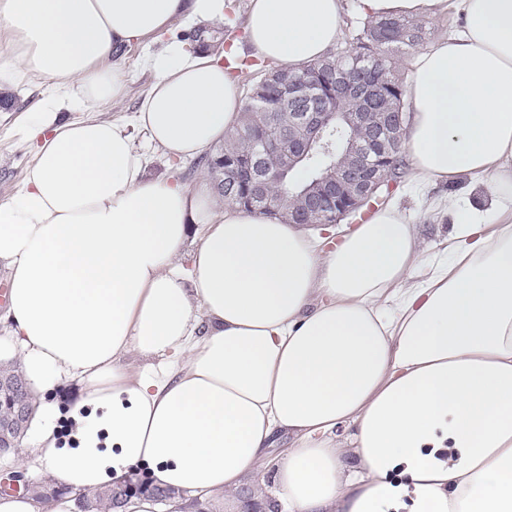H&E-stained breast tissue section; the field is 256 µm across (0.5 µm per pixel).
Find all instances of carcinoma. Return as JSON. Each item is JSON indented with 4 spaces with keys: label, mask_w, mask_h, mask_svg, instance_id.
Segmentation results:
<instances>
[{
    "label": "carcinoma",
    "mask_w": 512,
    "mask_h": 512,
    "mask_svg": "<svg viewBox=\"0 0 512 512\" xmlns=\"http://www.w3.org/2000/svg\"><path fill=\"white\" fill-rule=\"evenodd\" d=\"M432 35V28L421 19L381 18L367 19L355 35L351 48L332 53L324 59L310 63L301 69L286 66L271 68L251 88L242 107L238 126L215 153L205 156L202 166L214 183L219 198L228 204L248 207L253 202L246 199L248 188L237 183L224 181L222 158L245 154L250 142L255 138L272 134L270 113L300 112L303 105L283 103L288 80L297 82L314 92L322 87V82L330 71L339 72L351 82H367L374 74L384 75V84L379 86L372 100L374 112H396L407 110L405 101V78L400 66L403 56L423 44ZM335 116L331 118L325 131L323 144L308 151L296 167L288 166L286 157L270 155L261 165L263 190L258 206L267 209L296 208L301 203L300 193L315 179L336 174L333 162L342 156L353 131L337 117L340 112L349 110V105L337 101L330 105ZM396 177L401 178L408 169L401 145H396L388 161ZM24 390L27 409L34 410L35 396L28 382L13 362L0 361V416L12 412L10 387ZM25 432L14 429L0 441L8 438L12 448L0 457V465L9 466V456L18 453ZM68 493V487L56 482L44 483L43 493L36 500L49 512L53 502ZM150 501L167 507V512H224V500L215 498L199 500L188 498L186 493L174 488L154 486L148 490ZM83 500V512H122L123 492L118 490V482L107 483L98 489L79 494Z\"/></svg>",
    "instance_id": "obj_1"
}]
</instances>
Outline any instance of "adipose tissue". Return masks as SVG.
Here are the masks:
<instances>
[{"label":"adipose tissue","mask_w":512,"mask_h":512,"mask_svg":"<svg viewBox=\"0 0 512 512\" xmlns=\"http://www.w3.org/2000/svg\"><path fill=\"white\" fill-rule=\"evenodd\" d=\"M225 10L0 0V89L50 88L27 127L35 163L0 204V267L9 356L41 398L26 462L70 489L54 512L140 470L237 496L282 433L288 512H512V0H357L365 19H462L413 59L403 150L416 184L467 176L490 207L449 202L448 246L429 257L394 207L328 250L219 201L207 180L149 176L131 127L186 160L239 119L236 78L180 42L144 58L152 83L133 123L59 121L61 105L123 96L119 46ZM342 28V0H250L246 20L255 56L291 68L325 57ZM133 352L147 364L131 366ZM61 375L81 388L71 448L55 424Z\"/></svg>","instance_id":"1"}]
</instances>
